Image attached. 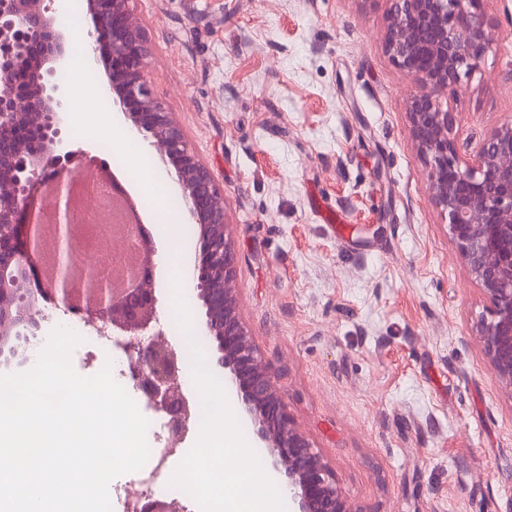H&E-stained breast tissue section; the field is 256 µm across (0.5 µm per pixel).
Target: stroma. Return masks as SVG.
Masks as SVG:
<instances>
[{"mask_svg":"<svg viewBox=\"0 0 512 512\" xmlns=\"http://www.w3.org/2000/svg\"><path fill=\"white\" fill-rule=\"evenodd\" d=\"M391 0H135L152 92L223 189L244 321L289 414L354 512H512V398L475 336L487 303L427 193L414 88L385 48ZM449 99L453 131L512 118V0ZM0 362L31 369L70 317ZM147 469L114 486L172 500Z\"/></svg>","mask_w":512,"mask_h":512,"instance_id":"obj_1","label":"stroma"}]
</instances>
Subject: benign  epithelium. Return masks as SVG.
<instances>
[{
  "mask_svg": "<svg viewBox=\"0 0 512 512\" xmlns=\"http://www.w3.org/2000/svg\"><path fill=\"white\" fill-rule=\"evenodd\" d=\"M53 0H0V354L12 339L36 326L30 312L38 298L102 332L118 330L128 376L153 406L170 416L180 439L191 411L175 370L177 353L162 342L153 279L155 249L143 224L136 227L138 271L120 293L100 282L93 304L79 300L67 275H40V218L55 189L63 261L88 257L67 220L60 158L84 154L61 137L67 87L57 79L70 41L56 24ZM133 0H86L92 22L93 67L130 132L166 168L178 186L187 223L197 231L193 269L196 298L205 315L204 339L235 389L254 436L288 490L294 512H350L333 469L297 427L268 363L240 309L235 288L237 257L229 238L224 192L192 150L183 128L152 93L146 72L150 41L134 17ZM385 35L392 61L414 85L410 133L429 168L428 193L448 219V234L488 304L476 327L486 363L512 396V120L493 129L468 157L452 136L453 116L443 99L462 88L461 74L478 67L490 43L480 0H393ZM27 76L17 81V64ZM35 288L28 289V280ZM132 512H184L177 501L135 496Z\"/></svg>",
  "mask_w": 512,
  "mask_h": 512,
  "instance_id": "obj_1",
  "label": "benign epithelium"
}]
</instances>
